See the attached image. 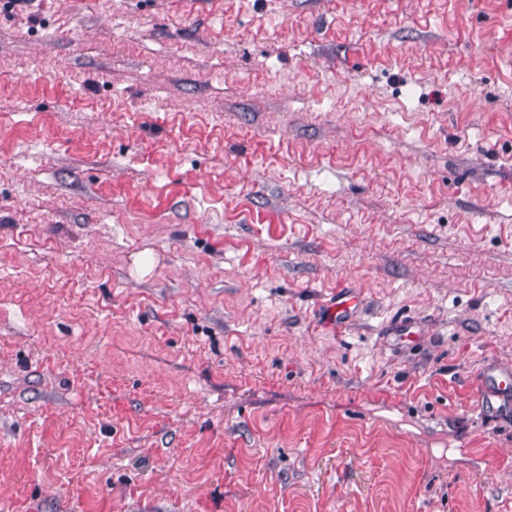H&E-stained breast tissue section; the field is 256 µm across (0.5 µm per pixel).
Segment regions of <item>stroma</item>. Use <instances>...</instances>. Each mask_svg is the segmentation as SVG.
<instances>
[{
  "instance_id": "1",
  "label": "stroma",
  "mask_w": 512,
  "mask_h": 512,
  "mask_svg": "<svg viewBox=\"0 0 512 512\" xmlns=\"http://www.w3.org/2000/svg\"><path fill=\"white\" fill-rule=\"evenodd\" d=\"M503 370L512 0H0V512H512Z\"/></svg>"
}]
</instances>
